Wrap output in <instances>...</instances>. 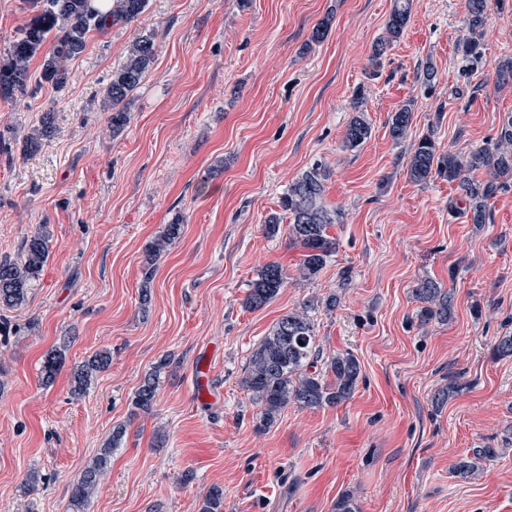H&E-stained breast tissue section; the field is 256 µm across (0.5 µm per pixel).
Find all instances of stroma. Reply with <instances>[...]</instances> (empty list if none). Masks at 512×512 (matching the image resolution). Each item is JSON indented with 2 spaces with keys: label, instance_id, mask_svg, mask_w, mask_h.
Returning a JSON list of instances; mask_svg holds the SVG:
<instances>
[{
  "label": "stroma",
  "instance_id": "stroma-1",
  "mask_svg": "<svg viewBox=\"0 0 512 512\" xmlns=\"http://www.w3.org/2000/svg\"><path fill=\"white\" fill-rule=\"evenodd\" d=\"M392 6L149 0L134 22L91 33L63 90L38 82L34 60L26 95L0 101V259L16 258L39 225L50 232L37 286L0 312V512H70L73 485L117 429L85 512H198L213 485L224 512H333L345 494L359 512H512V357L494 352L512 332V190L476 225L458 182L407 174L422 136L465 155L493 144L512 116V87L496 80L512 56V0H488L484 60L469 74L455 49L466 0H412L402 36L372 67ZM327 16V37L309 45ZM150 34L156 61L128 126L112 135L104 89L131 42ZM428 62L429 85L419 76ZM409 100L412 125L397 143L387 120ZM49 110L53 138L24 153ZM359 113L372 135L352 151L343 138ZM317 160L330 168L338 249L305 281L300 248L287 230L267 237L263 222ZM178 214L181 238L149 261L147 245ZM272 262L285 287L246 309L250 282ZM426 279L452 292L448 320H421L413 290ZM310 299L321 362L351 351L359 384L342 404H291L257 430L244 367L272 325ZM56 348L65 358L46 386L41 363ZM102 349L111 365L73 395L74 370ZM154 369L145 413L133 399ZM453 382L460 392L434 403ZM203 383L214 403L198 401ZM483 447L500 454L471 477L453 474Z\"/></svg>",
  "mask_w": 512,
  "mask_h": 512
}]
</instances>
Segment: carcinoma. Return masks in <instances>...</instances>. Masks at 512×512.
<instances>
[{
    "label": "carcinoma",
    "mask_w": 512,
    "mask_h": 512,
    "mask_svg": "<svg viewBox=\"0 0 512 512\" xmlns=\"http://www.w3.org/2000/svg\"><path fill=\"white\" fill-rule=\"evenodd\" d=\"M30 18L10 42L6 58L0 61V99L12 100L26 91L31 79L29 63L42 55L39 81L55 89L64 88L70 78L67 62L80 55L87 46L91 33H102L117 24L134 22L145 12L149 0H113L112 11L104 14L94 7V0H24ZM412 0H394L385 25V34L373 46L372 60L377 63L391 44L396 42L407 25ZM467 34L457 40L456 52L465 67H474L483 60V36L487 23V0H468ZM158 45L154 36L145 35L129 47L125 62L112 73L104 90V103L110 110L112 134L121 133L130 121L127 104L129 97L148 76L155 63ZM414 101L401 105L390 116L388 126L391 138L403 140L412 123ZM54 134L52 112H45L40 126L24 141V148L33 151L41 141ZM371 137V127L361 115L354 116L347 125L344 146L360 149ZM487 171V178L473 181L469 173ZM409 178L425 183L437 175L450 181H459L467 201L466 214L472 224L490 220L489 203L498 194L512 186V116L501 127L495 144L480 147L466 155L439 154L432 136L422 137L411 154ZM329 176L320 162L312 164L297 176L281 195V212L272 213L264 220L266 236L280 232L284 218H289L288 234L292 242L303 249L299 271L302 278L312 280L324 269L336 253V240L328 234L331 225L339 222V214L324 201V182ZM183 220L175 218L164 226L149 247L148 260L153 262L181 238ZM49 258V233L45 227L27 236L18 257L0 261V309L21 307L31 288L40 281ZM287 277L283 268L265 265L251 282L245 299L248 308H260L275 299L285 286ZM424 303V320L436 318L446 321L452 314L453 299L441 284L433 280L419 282L414 289ZM312 300L282 315L269 333L252 351L242 378V386L262 407V421L272 424L278 414L290 404L305 408L337 405L354 393L360 377L361 365L351 352L331 357L326 368L317 369L320 346ZM110 352L100 350L85 360L74 373V394L82 395L98 372L108 368ZM62 365V354L50 353L40 368L41 380L53 382ZM159 386V370L146 375L138 387L133 404L143 411H151ZM122 431L112 434V440L86 465L81 479L72 487V512H81L83 506L98 491L108 471L112 452L117 447ZM200 512H224V488L211 486L205 493Z\"/></svg>",
    "instance_id": "cac0c4a2"
}]
</instances>
